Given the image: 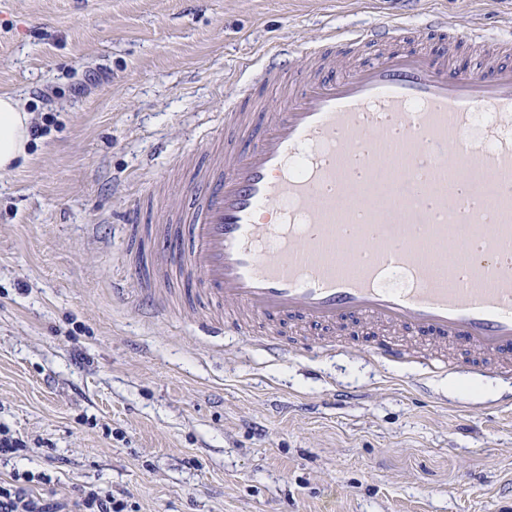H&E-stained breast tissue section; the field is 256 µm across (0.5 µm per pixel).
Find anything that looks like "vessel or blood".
<instances>
[{"label":"vessel or blood","instance_id":"1","mask_svg":"<svg viewBox=\"0 0 512 512\" xmlns=\"http://www.w3.org/2000/svg\"><path fill=\"white\" fill-rule=\"evenodd\" d=\"M380 30L421 45L340 70L330 33L300 68L256 70L224 115L223 145L178 157L188 204L166 212L168 244L136 285L152 312L190 308L203 329L257 337L277 356L359 336L383 366L511 382L512 267L500 257L512 254V31L461 32L432 14L346 39ZM431 37L440 50L425 46ZM482 110L493 119L476 137ZM473 170L485 181L476 208L455 189ZM325 183L343 185L341 197L322 196ZM343 224L352 274L324 255ZM470 238L481 253L448 280L449 252Z\"/></svg>","mask_w":512,"mask_h":512}]
</instances>
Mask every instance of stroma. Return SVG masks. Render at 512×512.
Returning <instances> with one entry per match:
<instances>
[{
  "label": "stroma",
  "mask_w": 512,
  "mask_h": 512,
  "mask_svg": "<svg viewBox=\"0 0 512 512\" xmlns=\"http://www.w3.org/2000/svg\"><path fill=\"white\" fill-rule=\"evenodd\" d=\"M430 13L512 29V0H0V93L46 134L0 172V481L106 488L139 512H512V413L493 377L427 382L349 339L308 361L144 314L118 229L149 172L224 135L272 41ZM111 78L73 87L98 67ZM49 88L51 104L36 95Z\"/></svg>",
  "instance_id": "35a3bbf8"
}]
</instances>
